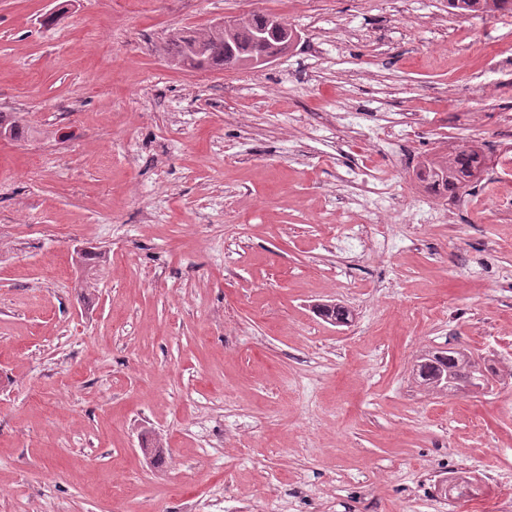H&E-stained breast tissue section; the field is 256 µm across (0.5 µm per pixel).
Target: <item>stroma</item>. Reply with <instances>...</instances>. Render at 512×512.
Segmentation results:
<instances>
[{
  "instance_id": "1",
  "label": "stroma",
  "mask_w": 512,
  "mask_h": 512,
  "mask_svg": "<svg viewBox=\"0 0 512 512\" xmlns=\"http://www.w3.org/2000/svg\"><path fill=\"white\" fill-rule=\"evenodd\" d=\"M59 2L0 0V112L29 127L0 140V512H512V72L488 63L512 17L73 0L47 23ZM254 13L300 36L263 69L163 51ZM471 141L487 171L431 224L416 173ZM359 168L382 211L413 204L370 249ZM450 345L496 357L490 392L417 385Z\"/></svg>"
}]
</instances>
